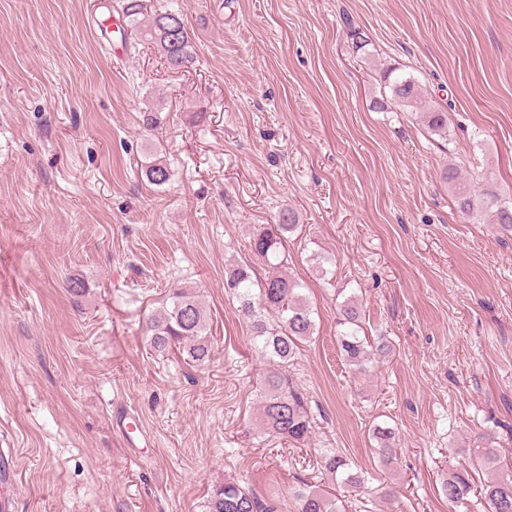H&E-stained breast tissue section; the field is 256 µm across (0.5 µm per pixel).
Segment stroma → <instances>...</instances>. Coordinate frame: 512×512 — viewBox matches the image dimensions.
<instances>
[{"label": "stroma", "mask_w": 512, "mask_h": 512, "mask_svg": "<svg viewBox=\"0 0 512 512\" xmlns=\"http://www.w3.org/2000/svg\"><path fill=\"white\" fill-rule=\"evenodd\" d=\"M114 2L0 0V501L207 512L234 480L291 512L294 488L329 485L332 450L371 493L347 512H466L440 481L475 438L512 461V233L460 213L444 172L471 167L512 205V0H179L195 57L179 70L150 41L93 37ZM393 68L447 108V138L380 109ZM150 155L168 185L142 177ZM286 208L316 322L292 370L315 418L299 444L258 431L269 366L224 289L229 265L267 275L249 241ZM176 287L209 313L205 365L149 344ZM345 296L391 347L364 373L337 344ZM120 404L146 448L114 432ZM141 169L147 181L156 187L167 185L173 176L170 166L161 157L145 162ZM392 430L393 429L389 427L381 426H376L373 430V437L377 444V448L375 449L382 462L386 463L393 458V454L396 452L393 445L395 436Z\"/></svg>", "instance_id": "obj_1"}]
</instances>
